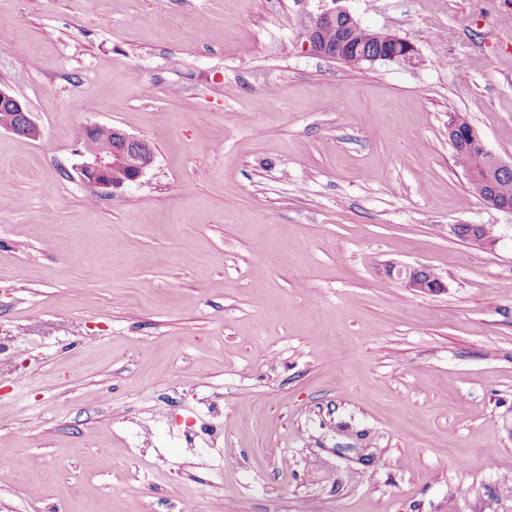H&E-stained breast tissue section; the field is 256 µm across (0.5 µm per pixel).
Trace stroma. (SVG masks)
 Returning a JSON list of instances; mask_svg holds the SVG:
<instances>
[{
  "instance_id": "stroma-1",
  "label": "stroma",
  "mask_w": 512,
  "mask_h": 512,
  "mask_svg": "<svg viewBox=\"0 0 512 512\" xmlns=\"http://www.w3.org/2000/svg\"><path fill=\"white\" fill-rule=\"evenodd\" d=\"M335 7L416 63L315 55ZM508 15L0 0V85L40 129H0V512H495L512 213L472 188L448 116L512 159ZM87 124L146 140L152 166L93 192ZM393 263L444 290L402 288ZM487 226V225H486ZM483 228L485 232L489 235L494 234V230L487 226V228L481 224H455L451 227V232L454 235H459V233L464 230L466 231L469 239L481 243L485 248L492 250L495 248L498 243L497 237H489L488 235H484ZM386 272L391 279L400 283L402 287L414 292L435 293L445 288L443 282L439 279L434 280L432 271L422 265H391Z\"/></svg>"
}]
</instances>
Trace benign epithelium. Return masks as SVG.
<instances>
[{"label": "benign epithelium", "instance_id": "obj_1", "mask_svg": "<svg viewBox=\"0 0 512 512\" xmlns=\"http://www.w3.org/2000/svg\"><path fill=\"white\" fill-rule=\"evenodd\" d=\"M338 18L344 22V28L336 37V43L331 44L325 38V31ZM359 30L360 24L347 10L334 8L318 14L312 20L307 30V42L315 54L352 67L378 61L414 63V45L405 38L389 33H371L379 46V52L371 55L360 53L354 40ZM0 110L7 117L4 122L0 120L1 129L29 138L39 137L40 129L30 118L26 103L7 88L0 87ZM458 126L459 120L448 118V141L477 157L480 169L465 170L473 189L488 206L511 213L512 201L498 196L495 179L512 173V161L505 162L493 154L487 148L480 131L473 125L469 126L465 139L457 140ZM111 130L122 147L107 153L87 154L78 168L81 181L96 192L137 181L154 161L153 149L146 140L136 138L118 127L113 126ZM463 230L469 239L481 243L489 250L494 249L498 243V238L483 233L481 224H455L451 227L455 235ZM387 275L414 292L435 293L444 289L443 282L434 278L432 271L422 265H391L387 268Z\"/></svg>", "mask_w": 512, "mask_h": 512}]
</instances>
